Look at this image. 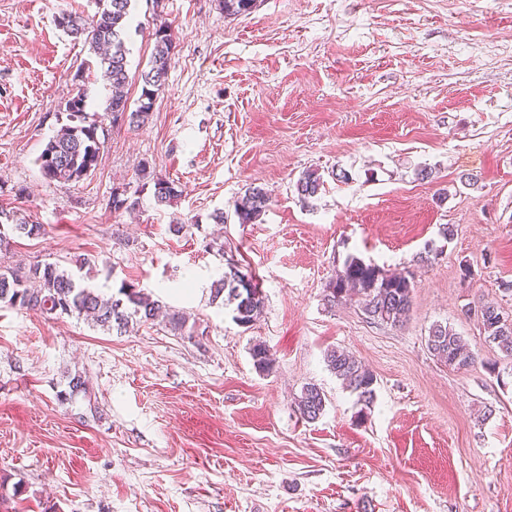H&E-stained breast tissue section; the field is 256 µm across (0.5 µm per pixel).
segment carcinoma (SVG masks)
I'll use <instances>...</instances> for the list:
<instances>
[{"instance_id": "cac0c4a2", "label": "carcinoma", "mask_w": 512, "mask_h": 512, "mask_svg": "<svg viewBox=\"0 0 512 512\" xmlns=\"http://www.w3.org/2000/svg\"><path fill=\"white\" fill-rule=\"evenodd\" d=\"M102 6L90 20L73 13H63L55 18L62 32L88 46L96 59V68L78 67L72 82L80 87L65 102L67 123L49 138L37 162L44 177L60 184L78 183L88 178L98 167L105 138L104 121L110 124L139 127L150 118L158 92L165 84L171 67L173 39L170 29L160 24L152 33L154 49L149 69L141 74L143 82L136 105H130L126 87L129 83L127 53L124 36L129 26L132 0H100ZM227 15L251 12L256 0H219ZM100 78L108 91L103 113L86 111L83 87L90 77ZM143 185L153 184L155 204L169 205L179 197L176 184L157 176L150 164L144 162L138 170ZM324 185L316 169L303 173L296 183L297 193L304 199L316 196ZM269 203L267 192L260 187L245 189L235 213L240 224H253L266 211ZM7 227L18 236H38L43 225L31 220L21 209L0 208V228ZM414 281L408 275L389 272L367 263L361 258L348 256L335 277L324 289V300L330 305L354 303L373 322L397 326L404 323L411 312ZM224 298L232 306L233 321L248 327L261 315L264 307L262 289L255 276L246 274L235 266L228 267L213 288V299ZM0 305L15 309L85 317L95 325L108 330L122 329L133 316L143 322L165 317L170 332L182 336L187 318L179 312H165L159 301L123 284L117 295L106 296L82 278L61 268L56 263H36L28 267L0 264ZM478 319L480 330L505 356L512 358V319L509 320L496 305L481 306ZM427 348L438 360L457 369H464L474 361L462 337L442 324L429 330ZM254 367L261 372L272 368L269 349L262 343L250 348ZM329 369L342 384L357 397L358 416L368 414L376 398V378L353 355L344 349H331L326 354ZM325 408V396L320 387L309 384L303 387L297 399V410L307 421L320 417Z\"/></svg>"}]
</instances>
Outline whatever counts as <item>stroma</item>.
<instances>
[{
  "label": "stroma",
  "instance_id": "1",
  "mask_svg": "<svg viewBox=\"0 0 512 512\" xmlns=\"http://www.w3.org/2000/svg\"><path fill=\"white\" fill-rule=\"evenodd\" d=\"M96 11L0 0V206L45 228L5 260L75 272L94 259L86 283L135 285L195 335L0 308V485L18 492L0 512H512V361L467 313L492 299L512 314V0H257L237 17L218 0H164L176 48L148 123L108 127L97 170L63 185L37 158L90 53L54 19ZM153 18L135 0L133 101ZM143 161L181 196L156 205ZM309 169L325 186L304 202ZM252 184L270 203L242 224L234 205ZM116 188L135 211L113 210ZM429 245L438 256L420 261ZM350 254L413 272L403 325L326 304ZM232 264L263 292L247 328L210 302ZM436 323L474 364L431 355ZM258 342L274 358L264 373ZM332 347L376 378L365 420L326 365ZM78 374L85 392L64 400ZM310 383L326 395L312 422L295 405Z\"/></svg>",
  "mask_w": 512,
  "mask_h": 512
}]
</instances>
